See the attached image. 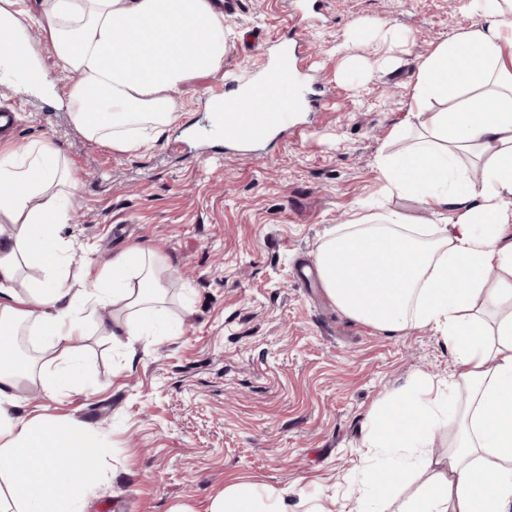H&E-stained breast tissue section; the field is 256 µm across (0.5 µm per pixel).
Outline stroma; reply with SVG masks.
Instances as JSON below:
<instances>
[{
  "label": "stroma",
  "instance_id": "obj_1",
  "mask_svg": "<svg viewBox=\"0 0 512 512\" xmlns=\"http://www.w3.org/2000/svg\"><path fill=\"white\" fill-rule=\"evenodd\" d=\"M464 2L331 0L312 15L313 55L298 68L332 101L298 113L299 140L280 130L238 145L208 105L228 71L244 84L265 72L259 46L278 37L290 0H237L222 65L169 91L173 118L148 149L88 138L49 94L0 73V104L19 110L12 149L48 146L76 182L62 231L70 281L126 248H152L159 315L183 322L132 359L90 333L80 343L87 390L17 393L19 414L68 417L97 436L103 477L85 512H210L240 481L287 491L288 512H353L375 402L417 378H447L454 360L429 328L391 336L346 316L317 278L315 254L328 230L362 215L444 223L417 199L386 193L378 162L410 144L418 65L467 24ZM382 26L398 35L394 61L373 73ZM301 272L310 285H299ZM448 446L443 426L431 464L373 512H401Z\"/></svg>",
  "mask_w": 512,
  "mask_h": 512
}]
</instances>
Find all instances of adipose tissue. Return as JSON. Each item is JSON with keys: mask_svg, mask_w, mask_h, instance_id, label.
Returning a JSON list of instances; mask_svg holds the SVG:
<instances>
[{"mask_svg": "<svg viewBox=\"0 0 512 512\" xmlns=\"http://www.w3.org/2000/svg\"><path fill=\"white\" fill-rule=\"evenodd\" d=\"M15 0H0V59L35 90L44 72L25 42ZM471 21L419 64L409 110L420 133L406 151L382 157L390 193L432 211L453 206L448 223L424 227L391 211L330 230L316 254L324 288L348 317L396 334L428 326L452 346L449 378H422L378 405L366 445L365 497H390L418 469L453 395L466 403L449 421L452 449L408 512H512V0H468ZM62 71L78 82L59 108L86 135L134 151L158 141L171 121L168 91L224 61L226 25L215 0H49L36 20ZM481 165L474 182L462 154ZM45 147L27 161L0 152V512H84L100 473L95 437L81 423L14 414L22 382L45 390L84 389L77 344L95 325L122 347L175 335L154 311L162 287L155 255L135 246L75 284L61 271L68 205L52 185L70 179ZM45 277L20 288L21 267ZM497 280H490L491 271ZM130 312L97 320L99 308ZM46 337L37 364L22 361L18 336ZM211 512H288L280 492L225 488Z\"/></svg>", "mask_w": 512, "mask_h": 512, "instance_id": "ef3b65f1", "label": "adipose tissue"}]
</instances>
